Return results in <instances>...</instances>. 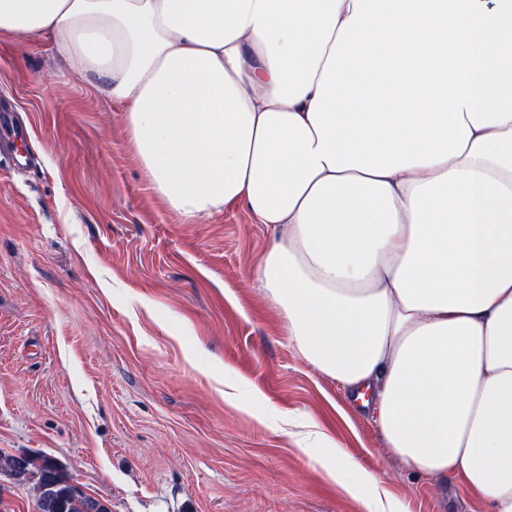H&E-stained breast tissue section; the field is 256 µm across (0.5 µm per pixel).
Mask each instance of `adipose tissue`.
I'll list each match as a JSON object with an SVG mask.
<instances>
[{"label":"adipose tissue","instance_id":"1","mask_svg":"<svg viewBox=\"0 0 512 512\" xmlns=\"http://www.w3.org/2000/svg\"><path fill=\"white\" fill-rule=\"evenodd\" d=\"M0 32L104 80L170 209L244 204L302 356L512 512V0H0Z\"/></svg>","mask_w":512,"mask_h":512}]
</instances>
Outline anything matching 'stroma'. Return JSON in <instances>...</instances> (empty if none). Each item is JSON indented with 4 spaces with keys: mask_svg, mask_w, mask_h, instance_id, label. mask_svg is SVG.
Masks as SVG:
<instances>
[{
    "mask_svg": "<svg viewBox=\"0 0 512 512\" xmlns=\"http://www.w3.org/2000/svg\"><path fill=\"white\" fill-rule=\"evenodd\" d=\"M1 104L34 162L0 160V453L53 458L112 512H361L323 432L407 512H479L290 342L254 278L265 225L172 211L50 40L0 33Z\"/></svg>",
    "mask_w": 512,
    "mask_h": 512,
    "instance_id": "obj_1",
    "label": "stroma"
}]
</instances>
